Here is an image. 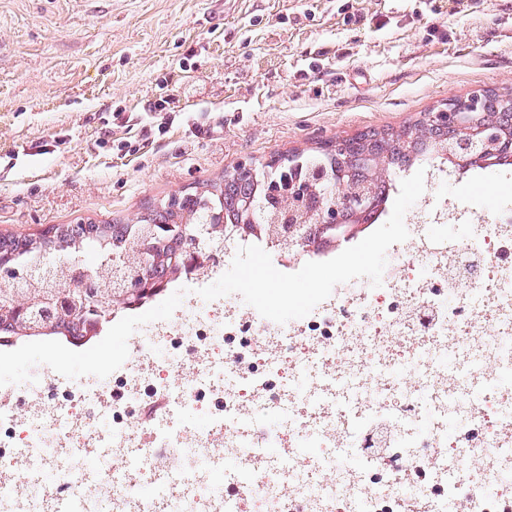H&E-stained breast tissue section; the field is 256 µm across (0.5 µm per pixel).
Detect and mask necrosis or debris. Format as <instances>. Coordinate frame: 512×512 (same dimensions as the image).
<instances>
[{"label": "necrosis or debris", "instance_id": "1", "mask_svg": "<svg viewBox=\"0 0 512 512\" xmlns=\"http://www.w3.org/2000/svg\"><path fill=\"white\" fill-rule=\"evenodd\" d=\"M419 213L301 315L219 293L288 276L229 236L121 356L0 377V512H512V207Z\"/></svg>", "mask_w": 512, "mask_h": 512}]
</instances>
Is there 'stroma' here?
<instances>
[{
	"instance_id": "35a3bbf8",
	"label": "stroma",
	"mask_w": 512,
	"mask_h": 512,
	"mask_svg": "<svg viewBox=\"0 0 512 512\" xmlns=\"http://www.w3.org/2000/svg\"><path fill=\"white\" fill-rule=\"evenodd\" d=\"M489 90H512V0H0V236L132 224L240 164ZM395 188L394 229L424 200L486 218L512 196L494 168L459 186L415 166ZM379 233L302 256L293 292L364 269ZM69 350L32 338L0 346V367Z\"/></svg>"
}]
</instances>
